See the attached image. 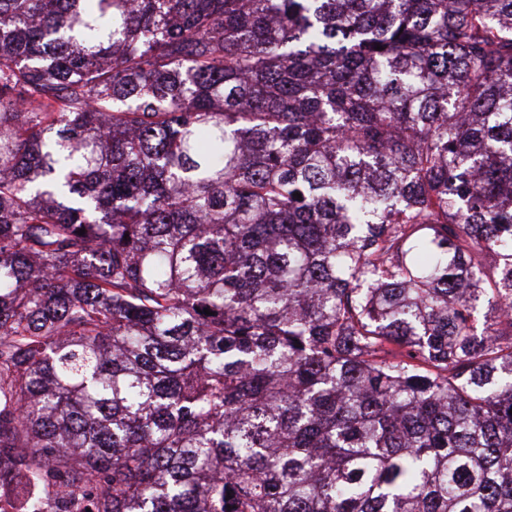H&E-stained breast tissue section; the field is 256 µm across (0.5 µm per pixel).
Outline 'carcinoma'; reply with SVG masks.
Instances as JSON below:
<instances>
[{
	"label": "carcinoma",
	"mask_w": 512,
	"mask_h": 512,
	"mask_svg": "<svg viewBox=\"0 0 512 512\" xmlns=\"http://www.w3.org/2000/svg\"><path fill=\"white\" fill-rule=\"evenodd\" d=\"M2 496L512 512V0H0Z\"/></svg>",
	"instance_id": "carcinoma-1"
}]
</instances>
